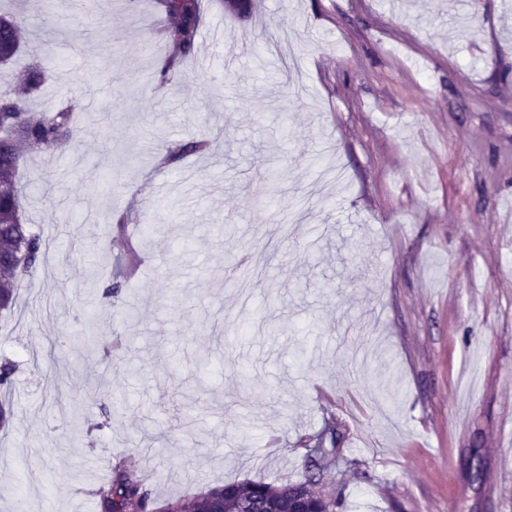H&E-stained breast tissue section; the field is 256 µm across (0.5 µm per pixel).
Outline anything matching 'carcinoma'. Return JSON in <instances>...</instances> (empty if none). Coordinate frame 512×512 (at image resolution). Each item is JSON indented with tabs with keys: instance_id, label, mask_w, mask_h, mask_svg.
Segmentation results:
<instances>
[{
	"instance_id": "cac0c4a2",
	"label": "carcinoma",
	"mask_w": 512,
	"mask_h": 512,
	"mask_svg": "<svg viewBox=\"0 0 512 512\" xmlns=\"http://www.w3.org/2000/svg\"><path fill=\"white\" fill-rule=\"evenodd\" d=\"M168 25L162 37L168 52L154 73L159 83L171 81L181 70L183 61L192 55L200 35L202 19L201 0H156ZM21 42L33 54L43 49L28 40L18 21L0 14V50ZM25 96L0 95V310L13 307L17 297L21 274L33 273L43 264L47 244L31 232L23 220L18 194V167L24 147L42 153L54 154L71 138L73 115L61 109L45 111L37 119L27 112L29 99L37 96L44 82V64L33 65L29 76H20ZM209 143L199 140L191 144H178L167 150L165 161L173 163L184 153L204 151ZM328 466L308 461V474L295 483L271 485L263 482H233L208 489L186 498H171L157 503L125 460L118 461L112 475L94 490L100 512H155L164 506L173 512H287L288 503L301 500L312 512H338L342 498L323 492L319 485Z\"/></svg>"
}]
</instances>
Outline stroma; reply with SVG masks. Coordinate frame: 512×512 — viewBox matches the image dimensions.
I'll list each match as a JSON object with an SVG mask.
<instances>
[{"instance_id": "1", "label": "stroma", "mask_w": 512, "mask_h": 512, "mask_svg": "<svg viewBox=\"0 0 512 512\" xmlns=\"http://www.w3.org/2000/svg\"><path fill=\"white\" fill-rule=\"evenodd\" d=\"M41 4L7 10L81 131L19 168L51 253L0 316V512H95L120 459L158 500L292 483L327 426L343 512H512L504 0H254L244 20L204 0L161 85L153 0ZM194 139L208 149L165 164ZM117 221L153 231L112 307L63 268L108 282ZM86 373L103 402L70 386Z\"/></svg>"}]
</instances>
